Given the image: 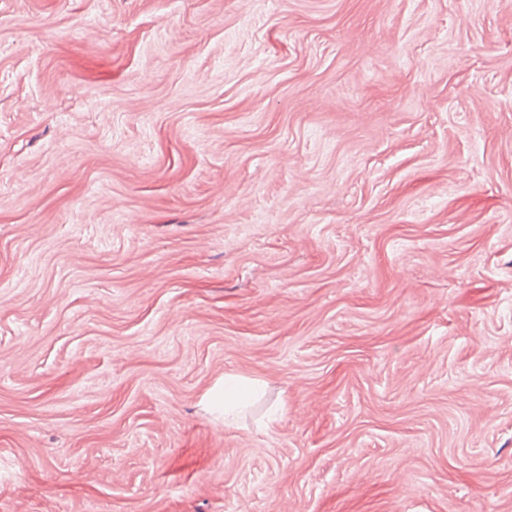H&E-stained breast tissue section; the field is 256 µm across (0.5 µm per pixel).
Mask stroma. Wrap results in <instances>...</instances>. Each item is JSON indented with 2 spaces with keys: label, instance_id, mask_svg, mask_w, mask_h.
<instances>
[{
  "label": "stroma",
  "instance_id": "obj_1",
  "mask_svg": "<svg viewBox=\"0 0 512 512\" xmlns=\"http://www.w3.org/2000/svg\"><path fill=\"white\" fill-rule=\"evenodd\" d=\"M0 512H512V0H0ZM261 382L257 379L239 378L237 376L224 377V420L231 416L237 408L261 389Z\"/></svg>",
  "mask_w": 512,
  "mask_h": 512
}]
</instances>
